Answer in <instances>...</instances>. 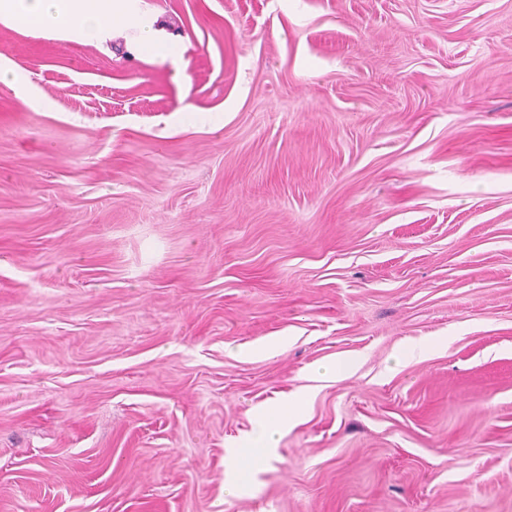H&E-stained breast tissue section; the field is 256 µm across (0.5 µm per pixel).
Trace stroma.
Listing matches in <instances>:
<instances>
[{"instance_id":"stroma-1","label":"stroma","mask_w":512,"mask_h":512,"mask_svg":"<svg viewBox=\"0 0 512 512\" xmlns=\"http://www.w3.org/2000/svg\"><path fill=\"white\" fill-rule=\"evenodd\" d=\"M139 7L0 21V512H512V0ZM138 0H0V20L32 29H50L84 41L117 27L131 30L138 46L158 60L182 58L178 43L165 39L156 20L137 17ZM284 414L281 405L275 404L270 407L267 417L264 418L265 434L260 441L242 442L240 451L236 454L235 474L225 484V494L230 496L238 495L243 488L241 474L253 469L255 464L271 455L275 447L276 427L284 422Z\"/></svg>"}]
</instances>
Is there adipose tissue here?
<instances>
[{"mask_svg": "<svg viewBox=\"0 0 512 512\" xmlns=\"http://www.w3.org/2000/svg\"><path fill=\"white\" fill-rule=\"evenodd\" d=\"M138 0H0V20L32 29H50L72 40L84 41L122 27L131 30L138 46L159 60L182 55L178 43L165 39L155 20L139 19ZM284 414L273 405L264 419L265 434L260 441L244 443L236 455V474L225 484L227 495H238L243 484L240 475L268 458L275 443L276 428Z\"/></svg>", "mask_w": 512, "mask_h": 512, "instance_id": "adipose-tissue-1", "label": "adipose tissue"}]
</instances>
